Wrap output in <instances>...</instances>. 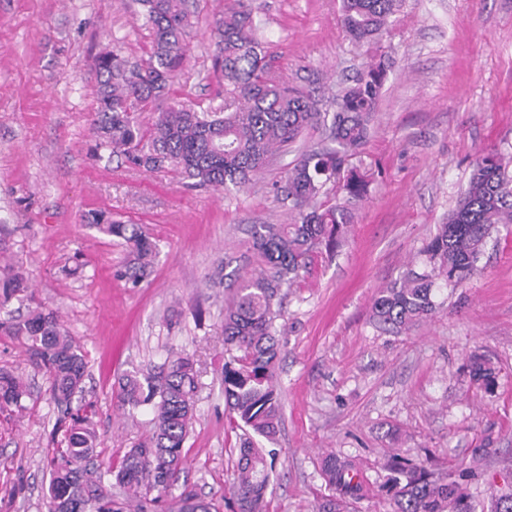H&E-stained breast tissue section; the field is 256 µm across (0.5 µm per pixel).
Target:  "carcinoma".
I'll list each match as a JSON object with an SVG mask.
<instances>
[{
  "label": "carcinoma",
  "mask_w": 512,
  "mask_h": 512,
  "mask_svg": "<svg viewBox=\"0 0 512 512\" xmlns=\"http://www.w3.org/2000/svg\"><path fill=\"white\" fill-rule=\"evenodd\" d=\"M400 0H340L341 23L360 46L376 43L387 30ZM142 18L153 41L146 65L131 64L119 54L101 53L93 60L96 111L92 122L94 152L120 157L149 172L175 170L194 187L229 191L249 183L269 162L305 132L325 122L309 90L290 87L270 73L259 23L238 0L225 6L214 27L213 71L224 79V110H197L173 101L145 125L141 114L170 96L172 79L188 56L192 28L186 0H139ZM386 77L384 62L370 61L336 95L329 137L334 146L303 152L285 176L273 184L276 197L288 203L289 224H256L252 247L261 259L258 271L236 280L224 312V346L238 355L224 362V404L230 423L266 440L279 433L281 400L275 360L280 317L276 299L294 285L312 254L336 246L351 223L342 203L323 200L333 182L349 199H359L367 182L349 159L366 143ZM85 223L120 238L130 261L116 276L133 283L153 264L157 244L139 224H124L103 212L89 213ZM500 224H512V151L492 149L475 163L467 188L426 245L428 265L409 269L380 291L372 304L373 319L397 331L437 310L436 285L458 287L478 271L488 239ZM34 302L28 280L19 272L0 282V299ZM24 339L33 365L45 371L58 409L46 456L51 480L47 512H223L224 498H202L178 487L186 465L184 444L194 420L198 371L188 355L151 369L127 372L113 395L118 406L134 411L149 406L154 414L150 436L127 449L113 470L124 497L112 496L95 464L99 445L92 405L73 408L83 390L85 355L62 332L53 310L36 306L28 317L9 325ZM473 380L485 386L493 371L476 359ZM25 384L0 371V408H23ZM396 476L380 496L390 512H474L470 495L451 478H436L425 467L393 453ZM272 463L251 438L236 449L235 479L230 490L234 512H266ZM322 471L331 494L316 512H341L342 503L363 497V483L354 464L329 453Z\"/></svg>",
  "instance_id": "obj_1"
}]
</instances>
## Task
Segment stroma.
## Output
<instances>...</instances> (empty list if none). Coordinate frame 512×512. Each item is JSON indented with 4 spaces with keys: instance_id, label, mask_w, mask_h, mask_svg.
<instances>
[{
    "instance_id": "stroma-1",
    "label": "stroma",
    "mask_w": 512,
    "mask_h": 512,
    "mask_svg": "<svg viewBox=\"0 0 512 512\" xmlns=\"http://www.w3.org/2000/svg\"><path fill=\"white\" fill-rule=\"evenodd\" d=\"M261 19L273 75L315 90L322 111L370 57L387 77L367 142L353 160L371 169L367 192L339 246L319 249L280 296L276 372L280 433L273 445L267 512H314L328 495L321 461L353 460L363 499L346 512H387L377 491L394 449L455 475L477 512L490 489H512V225L499 227L465 286L441 289L437 312L409 330L375 323L379 291L407 268L467 186L479 151L512 145V0H402L377 45L353 44L340 0H244ZM191 57L170 97L218 107L214 18L224 0H188ZM137 0H0V277L22 272L43 307L86 356L76 403L93 405L100 469L149 435L150 409L121 420L112 390L127 370H150L175 352L199 372L184 478L201 497L227 494L242 430L224 404L228 276L259 262L255 224L288 223L272 185L295 160L281 154L247 188L187 187L92 152L96 86L88 65L103 51L132 63L150 53ZM140 224L158 245L151 274L117 279L119 239L84 224L91 211ZM495 375L470 378L472 357ZM0 369L28 388L23 410H0V512H45L43 465L57 410L48 380L20 339L0 329ZM491 446L492 455L481 452Z\"/></svg>"
}]
</instances>
